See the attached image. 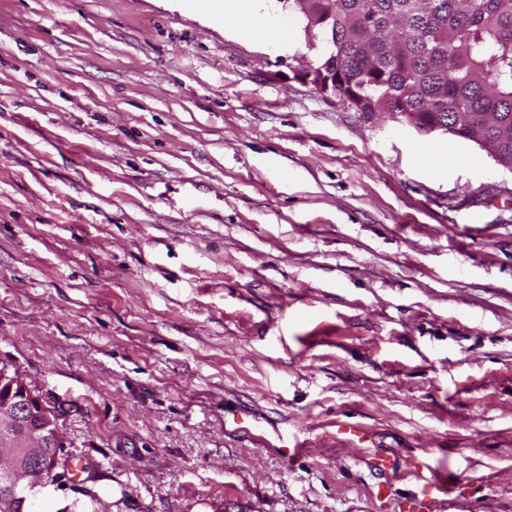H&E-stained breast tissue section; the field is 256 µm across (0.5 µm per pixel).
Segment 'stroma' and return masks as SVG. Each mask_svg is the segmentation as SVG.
<instances>
[{"label":"stroma","instance_id":"35a3bbf8","mask_svg":"<svg viewBox=\"0 0 512 512\" xmlns=\"http://www.w3.org/2000/svg\"><path fill=\"white\" fill-rule=\"evenodd\" d=\"M288 22L0 0V362L73 464L29 512H415L428 466L512 512V171L320 93ZM264 0L250 2V21L241 28V33L247 37H260L268 42L282 47L289 45L287 41L288 24L275 16L263 11Z\"/></svg>","mask_w":512,"mask_h":512}]
</instances>
